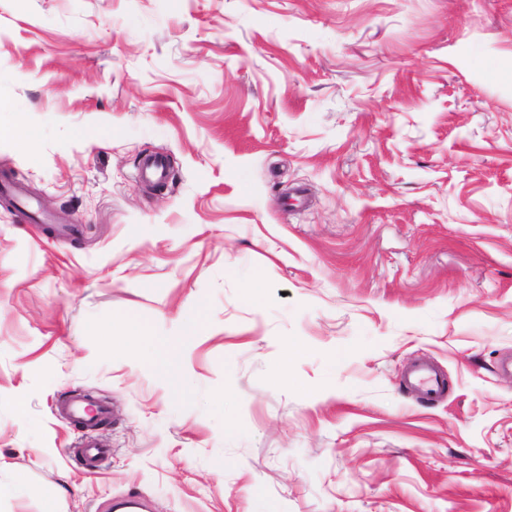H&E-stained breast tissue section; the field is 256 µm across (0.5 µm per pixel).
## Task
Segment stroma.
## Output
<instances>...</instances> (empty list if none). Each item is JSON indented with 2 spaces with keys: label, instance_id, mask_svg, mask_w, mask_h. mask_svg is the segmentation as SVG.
I'll return each instance as SVG.
<instances>
[{
  "label": "stroma",
  "instance_id": "stroma-1",
  "mask_svg": "<svg viewBox=\"0 0 512 512\" xmlns=\"http://www.w3.org/2000/svg\"><path fill=\"white\" fill-rule=\"evenodd\" d=\"M17 125L0 512H512V0H0ZM169 175L167 158L162 154L145 156L138 167V178L148 184L160 185ZM196 326L193 322L180 325L175 336H158L155 342V357L153 367L159 378L166 382L176 379L175 362L184 344L191 336H195ZM405 381L416 389L421 397L433 402L440 401L448 389L442 373L425 360H419L408 368ZM57 409L61 416L83 432L77 453L86 466H92L106 451L95 432L110 414L109 406L89 393H78L61 399Z\"/></svg>",
  "mask_w": 512,
  "mask_h": 512
}]
</instances>
